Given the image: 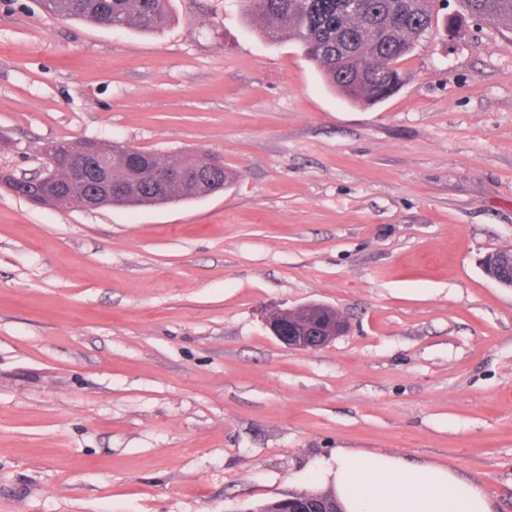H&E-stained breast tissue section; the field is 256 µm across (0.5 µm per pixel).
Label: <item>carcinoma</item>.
I'll list each match as a JSON object with an SVG mask.
<instances>
[{
	"mask_svg": "<svg viewBox=\"0 0 512 512\" xmlns=\"http://www.w3.org/2000/svg\"><path fill=\"white\" fill-rule=\"evenodd\" d=\"M461 14L486 19L512 29V0H458ZM61 17L112 28H133L145 33L163 30L170 22L169 0H42ZM246 17L263 21L267 42L285 36L296 40L306 58L322 72L326 83L353 103L373 105L391 96L403 82L400 62L435 25L433 0H235ZM96 155L112 169V182L126 184L134 199L130 207L190 201L224 190L229 172L213 154L191 152L160 154L133 148L127 154L117 146L100 145ZM167 168L172 181L156 192L153 170ZM68 195L95 188L94 177L84 182L60 174ZM488 277L506 275L512 285V263L484 260ZM296 506L320 512H341L327 494L303 493Z\"/></svg>",
	"mask_w": 512,
	"mask_h": 512,
	"instance_id": "carcinoma-1",
	"label": "carcinoma"
}]
</instances>
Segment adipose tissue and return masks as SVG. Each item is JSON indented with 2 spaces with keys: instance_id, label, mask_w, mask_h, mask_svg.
Listing matches in <instances>:
<instances>
[{
  "instance_id": "adipose-tissue-1",
  "label": "adipose tissue",
  "mask_w": 512,
  "mask_h": 512,
  "mask_svg": "<svg viewBox=\"0 0 512 512\" xmlns=\"http://www.w3.org/2000/svg\"><path fill=\"white\" fill-rule=\"evenodd\" d=\"M331 486L342 512H495L478 485L445 465L340 448L309 471Z\"/></svg>"
}]
</instances>
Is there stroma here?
<instances>
[{
	"label": "stroma",
	"mask_w": 512,
	"mask_h": 512,
	"mask_svg": "<svg viewBox=\"0 0 512 512\" xmlns=\"http://www.w3.org/2000/svg\"><path fill=\"white\" fill-rule=\"evenodd\" d=\"M159 33L0 0V170L97 139L222 157L224 192L64 213L0 188V512H249L339 448L512 512V31L434 29L373 107L229 0ZM334 306L326 348L271 308ZM336 314L333 326L323 328L321 335H309V328L319 330L316 322L321 321L316 312L309 309L299 314L308 323V327L295 325L289 318L296 309H277L265 314V322L272 335L289 350L316 351L323 349L342 336L348 329V322L336 308L329 305L318 304Z\"/></svg>",
	"instance_id": "1"
}]
</instances>
